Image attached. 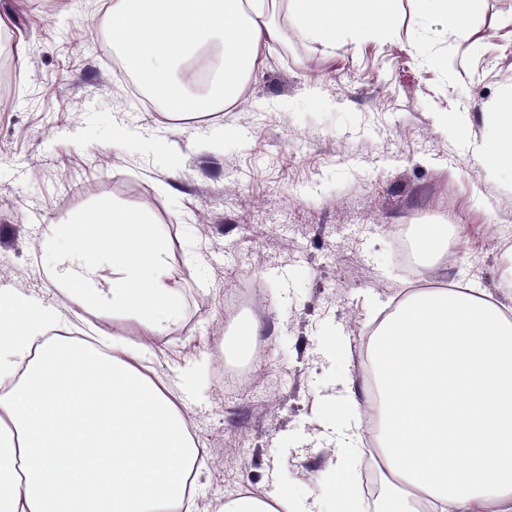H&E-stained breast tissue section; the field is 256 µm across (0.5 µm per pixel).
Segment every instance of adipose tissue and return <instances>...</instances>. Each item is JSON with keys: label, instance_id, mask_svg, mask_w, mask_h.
<instances>
[{"label": "adipose tissue", "instance_id": "1", "mask_svg": "<svg viewBox=\"0 0 512 512\" xmlns=\"http://www.w3.org/2000/svg\"><path fill=\"white\" fill-rule=\"evenodd\" d=\"M400 0H285L290 24L335 47L355 26L389 32ZM424 19L465 27L471 0H412ZM104 27L125 70L163 114L201 117L239 101L264 52L283 38L268 0H111ZM205 65L191 93L177 69ZM482 162L512 166V101ZM54 268L82 311H112V347L45 341L54 309L0 294V512H190L204 451L182 397L145 364L141 338L181 317V280L151 211L115 205L58 225ZM112 257L103 276L102 253ZM507 300L468 288L410 293L368 347L372 375L347 380L340 408L374 411L382 512H512V289Z\"/></svg>", "mask_w": 512, "mask_h": 512}]
</instances>
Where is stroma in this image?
<instances>
[{
    "instance_id": "1",
    "label": "stroma",
    "mask_w": 512,
    "mask_h": 512,
    "mask_svg": "<svg viewBox=\"0 0 512 512\" xmlns=\"http://www.w3.org/2000/svg\"><path fill=\"white\" fill-rule=\"evenodd\" d=\"M99 0H0L22 52L0 86V280L56 309L58 333L109 346L111 314L74 312L47 277L54 226L116 202L149 205L170 242L182 313L143 355L182 395L204 448L193 512L224 485L336 512L319 474L362 455L352 424L317 407L362 380L368 329L439 282L499 297L512 273V170L478 154L512 90V0H476L465 29L418 17L335 47L288 29L240 100L167 119L111 64ZM448 227L418 277L394 235ZM259 326L247 383L225 384V336Z\"/></svg>"
}]
</instances>
